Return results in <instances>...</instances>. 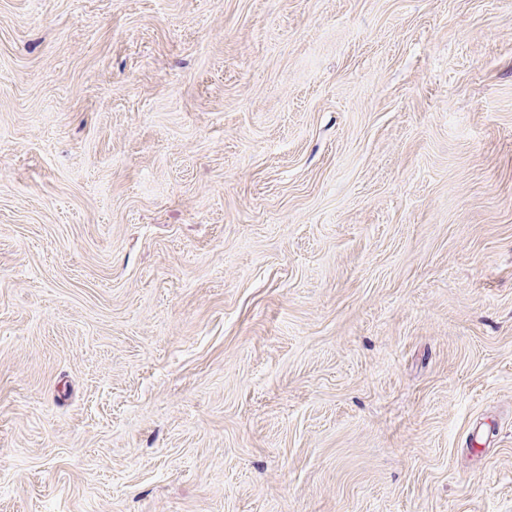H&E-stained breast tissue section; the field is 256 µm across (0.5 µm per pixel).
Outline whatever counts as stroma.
<instances>
[{"label": "stroma", "instance_id": "stroma-1", "mask_svg": "<svg viewBox=\"0 0 512 512\" xmlns=\"http://www.w3.org/2000/svg\"><path fill=\"white\" fill-rule=\"evenodd\" d=\"M0 512H512V0H0Z\"/></svg>", "mask_w": 512, "mask_h": 512}]
</instances>
